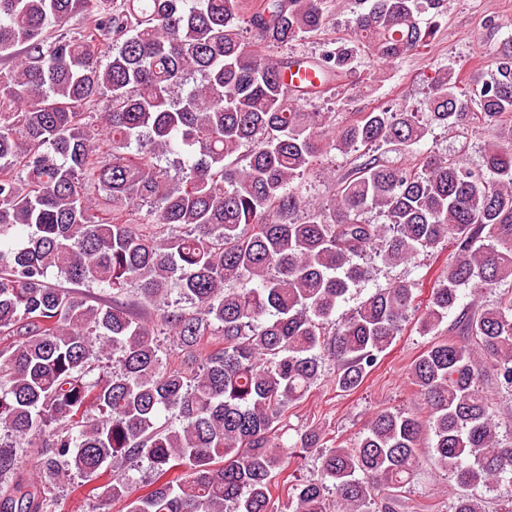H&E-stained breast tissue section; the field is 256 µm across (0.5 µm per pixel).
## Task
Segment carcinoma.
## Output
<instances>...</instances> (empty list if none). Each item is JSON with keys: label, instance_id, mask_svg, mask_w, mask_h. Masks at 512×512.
Instances as JSON below:
<instances>
[{"label": "carcinoma", "instance_id": "cac0c4a2", "mask_svg": "<svg viewBox=\"0 0 512 512\" xmlns=\"http://www.w3.org/2000/svg\"><path fill=\"white\" fill-rule=\"evenodd\" d=\"M442 2L370 0L317 61L263 57L240 27L272 51L325 29L327 0H0V57L16 59L0 76V512H62L55 489L73 474L126 512H280L273 478L320 442L283 441L289 405L325 359L337 389L357 390L418 311L424 335L455 314V337L408 368L421 408L381 410L328 449L288 512H394L426 461L462 490L453 512H482L470 490L512 483V442L484 390L490 373L512 387V295L479 304L512 280V54L472 101L453 68L438 72L425 122L301 111L358 52L394 63L427 47L420 14ZM304 62L320 82L285 90ZM477 122L497 131L478 168L416 149L433 125ZM360 146L332 198L307 202L294 181ZM381 146L416 163L370 153ZM373 209L384 223L363 219ZM451 244L425 305L397 281L338 313L373 279L362 256L397 265ZM93 285L94 304L81 291ZM161 336L181 367L163 362ZM27 454L30 481L17 476ZM132 460L152 473L143 494Z\"/></svg>", "mask_w": 512, "mask_h": 512}]
</instances>
